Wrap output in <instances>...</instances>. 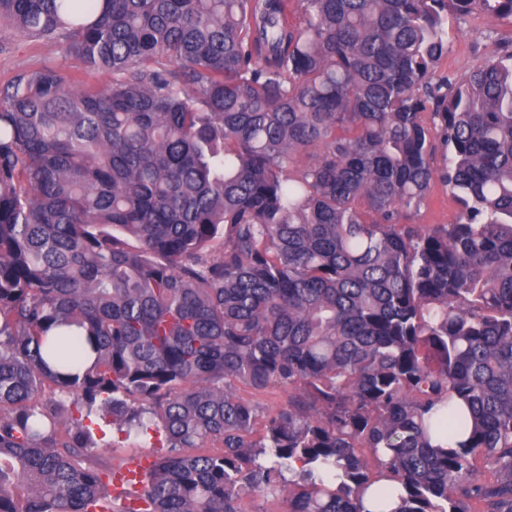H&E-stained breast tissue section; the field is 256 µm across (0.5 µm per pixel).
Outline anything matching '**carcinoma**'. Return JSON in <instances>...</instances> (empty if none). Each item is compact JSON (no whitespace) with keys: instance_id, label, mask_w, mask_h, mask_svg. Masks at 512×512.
Returning a JSON list of instances; mask_svg holds the SVG:
<instances>
[{"instance_id":"carcinoma-1","label":"carcinoma","mask_w":512,"mask_h":512,"mask_svg":"<svg viewBox=\"0 0 512 512\" xmlns=\"http://www.w3.org/2000/svg\"><path fill=\"white\" fill-rule=\"evenodd\" d=\"M474 14L0 0L112 75L0 90V512H512V39L436 75ZM99 422L164 449L119 497ZM459 207L453 195L440 181L435 182L426 203L414 217V224H452ZM233 384L242 396L256 402L259 405L260 410L264 413L279 408L284 405L288 399V392L280 389H275L274 391L264 394H255L251 389L239 382L234 381Z\"/></svg>"}]
</instances>
